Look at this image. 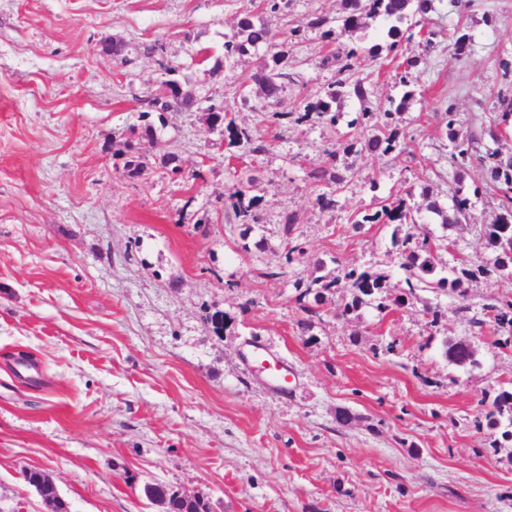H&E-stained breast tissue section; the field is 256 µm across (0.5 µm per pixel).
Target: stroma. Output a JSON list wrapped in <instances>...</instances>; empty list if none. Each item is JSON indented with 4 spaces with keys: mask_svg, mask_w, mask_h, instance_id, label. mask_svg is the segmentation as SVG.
Instances as JSON below:
<instances>
[{
    "mask_svg": "<svg viewBox=\"0 0 512 512\" xmlns=\"http://www.w3.org/2000/svg\"><path fill=\"white\" fill-rule=\"evenodd\" d=\"M242 10V0H0V512H49L27 469L48 474L71 512H165L144 493L157 483L204 497L211 512H512V445L475 424L512 389L504 332L472 327L455 297L430 290L347 315L351 291L340 288L304 334L294 288L355 267L384 274L399 295L391 227L353 220L406 195L448 209L456 185L479 180L448 163L441 101L481 149L512 154V121L497 109L512 97L499 66L512 60V0H434L394 50L379 21L344 27L345 0H291L285 14L257 11L269 45L228 64ZM311 14L328 20L334 42L312 30L289 43ZM427 29L441 33L431 49ZM115 41L124 57L103 53ZM154 43L162 51L144 53ZM374 44L377 57L357 72L367 102L336 108L347 122L388 108L406 88L399 64L413 61L400 121L408 151L341 157L340 206L325 212L308 173L335 134L282 132L266 115L319 93L337 73L321 64L329 52ZM275 50L288 51L294 77L277 105L246 81ZM166 63L192 73L194 111L149 112ZM214 101L267 151L224 148L206 113ZM149 124L159 145L129 176L120 150L130 128ZM169 151L181 175L162 161ZM246 169L265 191L262 247L248 254L226 218ZM288 213L307 253L269 279ZM498 214L488 195L445 229L421 207L409 230L447 236L441 261L474 268L491 261L483 229ZM446 338L474 345L477 365L448 362ZM253 344L287 360L288 392L251 369Z\"/></svg>",
    "mask_w": 512,
    "mask_h": 512,
    "instance_id": "obj_1",
    "label": "stroma"
}]
</instances>
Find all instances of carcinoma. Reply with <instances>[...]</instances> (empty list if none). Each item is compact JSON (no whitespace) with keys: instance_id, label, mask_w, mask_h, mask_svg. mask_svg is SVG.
I'll return each mask as SVG.
<instances>
[{"instance_id":"cac0c4a2","label":"carcinoma","mask_w":512,"mask_h":512,"mask_svg":"<svg viewBox=\"0 0 512 512\" xmlns=\"http://www.w3.org/2000/svg\"><path fill=\"white\" fill-rule=\"evenodd\" d=\"M348 15L345 24L358 28L365 17L381 20L387 27V36L392 39L391 46H396L403 34L421 25L424 15L431 10V0H346ZM327 24L323 17H314L304 24H298L289 29L290 42L297 43L305 37L306 31L312 28L321 29ZM239 26L244 33V40L224 42V61L234 62L237 58L247 54L249 48L256 47L270 40L269 31L263 25H255L249 16L244 13ZM374 48L365 51L350 49L342 54L330 53L326 55L322 64L341 61L339 77L323 87L320 94L314 99H302L300 106L291 111H276L269 115V122L277 128H298L316 126L330 130L336 129L343 118V113L333 110L336 100L346 94L355 96L364 102L368 99V91L359 79H352L353 74L361 64L362 55L373 56ZM290 61L288 52L280 50L265 59L250 79L262 87L266 98L278 101L285 91V84L292 80L288 72ZM166 77L159 82L158 97L149 101L150 107L157 111L171 109L190 111L197 101L189 89L190 79L173 68L163 67ZM212 112L209 118L213 125L224 127V138L228 144L242 147L247 152L259 154L266 151V146L258 143L257 137L247 127L236 124L229 112L224 110V103L209 105ZM405 108V102H400L395 108L382 112H362L355 121L348 124L353 128L356 125H371L370 132L363 136H353L346 140H336L332 149L325 151L326 159L322 165L312 169L308 177L314 182L326 185H340L343 177L337 173V160L340 154L351 152H370L382 155L402 153L405 150L403 136L399 130L400 116ZM446 128V135L451 144L448 160L456 172L469 169H478L481 172V181L475 183L471 194L456 195L453 204V213H448L437 202L427 205V210L441 219L443 228L459 222V217L466 215L472 206V199L491 190L499 199L501 213L487 234V245L492 249L494 258L492 262L475 269L460 267L448 268L437 263L438 245L430 235L417 237L409 232H402L405 225L415 223L414 212L417 211L410 200L400 198L389 206L376 211H367L358 220L360 224H393V245L399 247L402 263L401 269L405 273L407 290L401 297L390 299L384 294L386 276L370 271L350 269L344 272L342 280L346 287L352 291V302L345 305L343 313H348L367 303L380 312H384L394 305L403 307L416 297V291L439 289L454 295L458 302V312H470L468 304L469 282L478 276H489L496 272L512 273V252L507 253L497 246V238L501 235L502 226H512V155L504 156L496 151L482 153L475 143L477 138L470 132H464L456 127L453 103L443 107L438 113ZM147 139L150 147L157 146L153 136L147 137L138 133L137 129L130 128V136L123 144L130 159L125 163V169L131 175L139 174L144 169L140 153L143 148L142 139ZM265 194L261 193L258 179L250 174L242 173L232 186L229 194L232 215L230 218L240 227V237L244 241L243 248L249 246L260 248L261 240L249 242L255 227L260 224V215ZM295 216H284L283 232L289 247L284 256L285 263L274 268L268 267L262 276L274 279L283 274V268L292 264L297 257L304 254V247L299 240L292 237ZM339 280L320 275L296 286L298 291L297 302L304 316L297 320V327L301 333L313 328L317 307L325 301L326 294L337 288ZM484 311L494 313L493 321L502 329L512 330V300L495 299L485 305ZM445 356L448 361L456 365H471L475 363L473 354L459 347L453 340L445 341ZM508 415V422L499 420L502 415ZM487 427L500 432L504 440H512V391H502L492 402L491 409L485 415ZM28 485L33 487L44 503L51 508V512H70V506L63 499L56 486L47 480L42 471L26 473ZM145 494L150 499H156L165 506L166 512H210L207 501L203 498H186L179 496V492L167 489L160 485L145 486Z\"/></svg>"}]
</instances>
